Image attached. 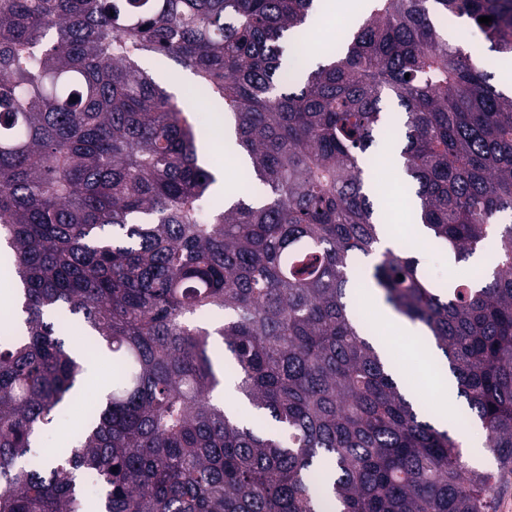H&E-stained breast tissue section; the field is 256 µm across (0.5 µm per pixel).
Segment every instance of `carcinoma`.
Returning <instances> with one entry per match:
<instances>
[{
	"instance_id": "cac0c4a2",
	"label": "carcinoma",
	"mask_w": 512,
	"mask_h": 512,
	"mask_svg": "<svg viewBox=\"0 0 512 512\" xmlns=\"http://www.w3.org/2000/svg\"><path fill=\"white\" fill-rule=\"evenodd\" d=\"M321 0H0V512H497L512 473V94L448 44L465 18L512 53V0H367L308 71L282 67ZM492 22L481 24L478 18ZM224 109L253 191L216 178L191 113L141 66ZM404 109L426 238L490 268L432 280L380 250L364 166ZM368 283L431 337L494 470L410 398L357 320ZM82 321L89 340L68 348ZM112 367L65 451L42 435ZM239 403H216L220 384Z\"/></svg>"
}]
</instances>
